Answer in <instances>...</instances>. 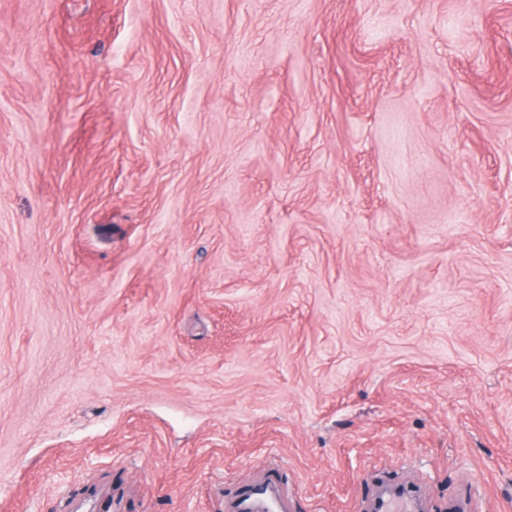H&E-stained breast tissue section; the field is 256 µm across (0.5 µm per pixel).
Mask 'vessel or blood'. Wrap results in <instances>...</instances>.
Listing matches in <instances>:
<instances>
[{
  "instance_id": "obj_1",
  "label": "vessel or blood",
  "mask_w": 512,
  "mask_h": 512,
  "mask_svg": "<svg viewBox=\"0 0 512 512\" xmlns=\"http://www.w3.org/2000/svg\"><path fill=\"white\" fill-rule=\"evenodd\" d=\"M370 512H417L412 487L390 482L388 489L369 499ZM224 512H291L287 472L281 461L269 458L255 480L237 485L224 495Z\"/></svg>"
}]
</instances>
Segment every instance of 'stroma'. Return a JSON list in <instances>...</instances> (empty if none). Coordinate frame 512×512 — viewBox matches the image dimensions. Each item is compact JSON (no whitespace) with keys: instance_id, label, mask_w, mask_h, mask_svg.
Wrapping results in <instances>:
<instances>
[{"instance_id":"stroma-1","label":"stroma","mask_w":512,"mask_h":512,"mask_svg":"<svg viewBox=\"0 0 512 512\" xmlns=\"http://www.w3.org/2000/svg\"><path fill=\"white\" fill-rule=\"evenodd\" d=\"M512 512V0H0V512ZM287 472L281 461L269 458L255 480L224 493L225 512H290ZM417 510L416 491L399 482H390L389 489L373 494L369 498L371 512H416Z\"/></svg>"}]
</instances>
